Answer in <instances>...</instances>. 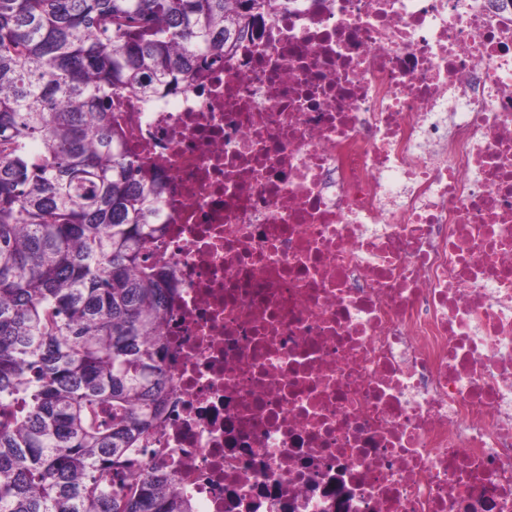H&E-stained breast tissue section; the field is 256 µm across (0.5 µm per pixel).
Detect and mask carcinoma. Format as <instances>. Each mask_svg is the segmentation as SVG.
<instances>
[{
	"label": "carcinoma",
	"mask_w": 512,
	"mask_h": 512,
	"mask_svg": "<svg viewBox=\"0 0 512 512\" xmlns=\"http://www.w3.org/2000/svg\"><path fill=\"white\" fill-rule=\"evenodd\" d=\"M296 0H0V512H195L136 477L168 404L175 296L155 258L158 171L112 112L224 62Z\"/></svg>",
	"instance_id": "obj_1"
}]
</instances>
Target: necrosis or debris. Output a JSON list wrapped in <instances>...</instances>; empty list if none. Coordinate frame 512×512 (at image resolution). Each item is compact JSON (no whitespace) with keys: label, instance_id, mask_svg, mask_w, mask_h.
<instances>
[{"label":"necrosis or debris","instance_id":"4bbe7bcc","mask_svg":"<svg viewBox=\"0 0 512 512\" xmlns=\"http://www.w3.org/2000/svg\"><path fill=\"white\" fill-rule=\"evenodd\" d=\"M112 110L168 187L154 445L199 512H512V6L296 0Z\"/></svg>","mask_w":512,"mask_h":512}]
</instances>
